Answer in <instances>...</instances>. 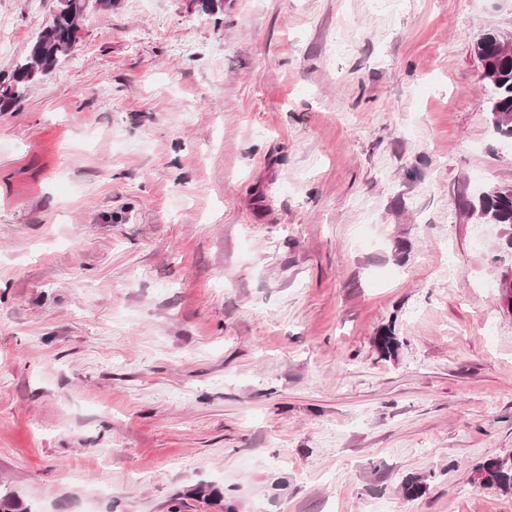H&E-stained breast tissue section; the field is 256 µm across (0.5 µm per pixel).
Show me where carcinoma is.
Masks as SVG:
<instances>
[{
  "instance_id": "1",
  "label": "carcinoma",
  "mask_w": 512,
  "mask_h": 512,
  "mask_svg": "<svg viewBox=\"0 0 512 512\" xmlns=\"http://www.w3.org/2000/svg\"><path fill=\"white\" fill-rule=\"evenodd\" d=\"M99 0H59L53 20L35 38L29 56L14 70L0 77V112L13 107L31 85L50 74L59 59L74 49L79 31L78 21ZM501 32L487 31L475 43V51L488 71L485 83L491 89L489 108L496 133L512 138V55L499 48ZM478 217L486 224L509 229L512 227V187H490L489 193L473 205ZM384 357L399 347L395 328H385L375 340ZM475 480L486 488L512 494V457L490 458L474 469Z\"/></svg>"
}]
</instances>
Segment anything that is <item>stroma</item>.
I'll return each instance as SVG.
<instances>
[{
  "instance_id": "stroma-1",
  "label": "stroma",
  "mask_w": 512,
  "mask_h": 512,
  "mask_svg": "<svg viewBox=\"0 0 512 512\" xmlns=\"http://www.w3.org/2000/svg\"><path fill=\"white\" fill-rule=\"evenodd\" d=\"M58 0H0V74ZM512 0H114L0 112V490L32 512H512ZM394 326L382 358L374 338ZM422 477L409 499L400 486ZM501 31L491 30L481 34L475 51L482 66L488 71L484 82L491 89L489 108L496 133L512 138V55H503L499 48ZM488 187L482 192L486 194ZM473 211L484 224H491L506 229L512 227V187L492 186L483 198L473 204ZM474 481L489 489L512 494V457L490 458L474 469Z\"/></svg>"
}]
</instances>
